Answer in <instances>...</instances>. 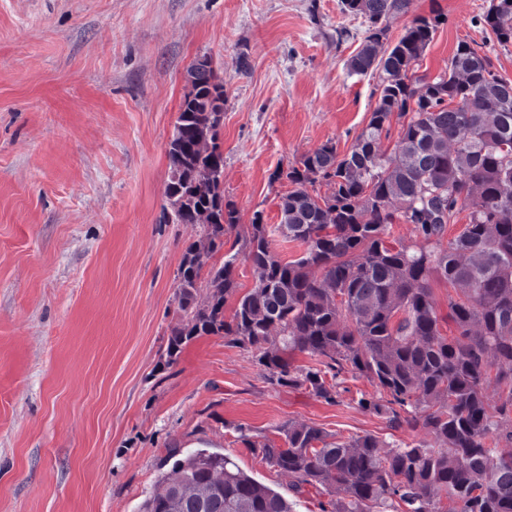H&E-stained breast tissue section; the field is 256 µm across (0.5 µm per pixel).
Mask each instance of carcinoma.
I'll use <instances>...</instances> for the list:
<instances>
[{
  "mask_svg": "<svg viewBox=\"0 0 512 512\" xmlns=\"http://www.w3.org/2000/svg\"><path fill=\"white\" fill-rule=\"evenodd\" d=\"M367 35L346 62L351 75L379 72V104L343 154L326 142L287 171L281 235L304 246L291 261L275 253L263 212L224 250L239 223L224 196L221 128L224 83L206 58L186 71L185 94L168 152L167 215L200 224L177 278L180 318L164 365L197 336H222L253 349L277 386L334 404L349 367L375 388L357 405L394 429L421 430L420 442L385 447L373 434L347 442L315 424L276 428L281 442L243 438L250 452L288 476L295 495L342 491L323 512H512V79L491 58L458 45L448 68L419 75L424 53L447 17H419L388 46L390 19L410 0H341ZM501 44L512 42V0H489L482 15ZM400 130L392 157L382 148L392 117ZM320 184L325 191L308 190ZM468 222L448 238V228ZM412 226L421 246L391 234ZM223 253L207 280L205 260ZM259 272L239 292V261ZM444 282L448 317L433 283ZM234 300L231 315L225 304ZM309 358L295 364V356ZM499 404L489 410L488 389ZM171 472L139 512H294L293 502L221 455L168 448Z\"/></svg>",
  "mask_w": 512,
  "mask_h": 512,
  "instance_id": "1",
  "label": "carcinoma"
}]
</instances>
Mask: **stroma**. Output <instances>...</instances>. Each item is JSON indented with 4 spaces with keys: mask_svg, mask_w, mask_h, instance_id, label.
<instances>
[{
    "mask_svg": "<svg viewBox=\"0 0 512 512\" xmlns=\"http://www.w3.org/2000/svg\"><path fill=\"white\" fill-rule=\"evenodd\" d=\"M486 0H411L398 39L439 9L430 75L460 43L512 79V44ZM340 0H11L0 10V512H138L171 471L170 447L229 457L287 493L244 448L313 423L346 441L425 440L357 406L372 385L342 372L330 405L271 385L248 348L198 336L161 355L179 317L177 270L198 224L163 218L169 143L186 71L208 56L224 83V195L246 234L255 211L284 260L272 181L325 142L346 152L378 104L377 75L345 63L365 35ZM247 57L248 71L239 68Z\"/></svg>",
    "mask_w": 512,
    "mask_h": 512,
    "instance_id": "35a3bbf8",
    "label": "stroma"
}]
</instances>
